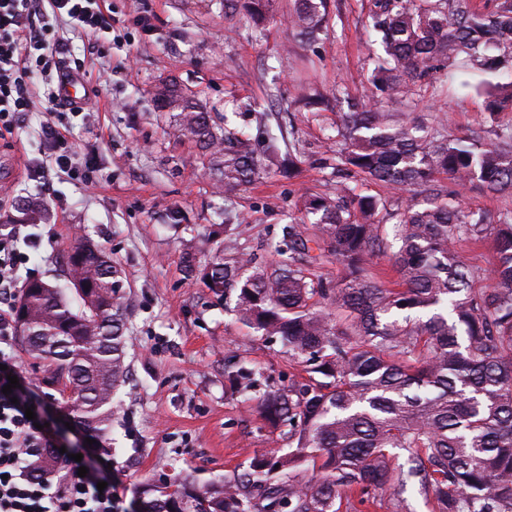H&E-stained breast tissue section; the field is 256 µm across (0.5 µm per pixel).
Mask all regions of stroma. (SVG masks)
Segmentation results:
<instances>
[{
	"instance_id": "35a3bbf8",
	"label": "stroma",
	"mask_w": 512,
	"mask_h": 512,
	"mask_svg": "<svg viewBox=\"0 0 512 512\" xmlns=\"http://www.w3.org/2000/svg\"><path fill=\"white\" fill-rule=\"evenodd\" d=\"M335 2L327 33L311 44L283 24L255 26L244 10L225 15L221 0H112V42L98 49L90 36L57 20L51 37L62 57L83 63L88 88L99 92L95 108L54 116L89 178L61 174L44 181L26 168L44 157L41 79L33 81L28 112L0 136V163L16 166L15 176L0 181V216L13 213L20 195L51 211L49 223L32 228L39 244L28 249L19 279L53 280L79 233L122 272L129 375L108 450L66 427L42 364L19 350L12 359L50 425L54 447L80 449L92 469L111 470L117 512H133L142 484L161 486L184 473L205 484L242 468L254 453L283 445L230 388L224 371L245 360L263 369L267 387L284 388L299 378V364L280 341L237 323L224 301L184 276L182 265L189 254L201 262L209 257L228 215L237 221L239 243L260 261H273L268 245L300 216L304 197L333 190L336 173L324 141L348 106L310 112L294 100L302 91L355 97L367 91L363 2ZM168 78L256 146L267 131L282 130L303 163L291 175L274 168L240 190H217L198 148L178 138L169 113L155 106L154 88ZM497 81L469 66L450 70L422 86L406 111L430 127L455 136L477 133L489 144L512 126V111L493 115L486 107L485 92ZM272 89L280 100L268 98Z\"/></svg>"
}]
</instances>
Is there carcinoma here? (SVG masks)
Segmentation results:
<instances>
[{"label": "carcinoma", "instance_id": "cac0c4a2", "mask_svg": "<svg viewBox=\"0 0 512 512\" xmlns=\"http://www.w3.org/2000/svg\"><path fill=\"white\" fill-rule=\"evenodd\" d=\"M331 0H294L288 23L308 41L330 20ZM251 20L275 19L274 0H245ZM364 27L382 53L371 54L372 91L342 114L327 136L336 171L408 193L390 225L385 207L347 180L333 194L305 202L318 238L344 274L332 283L311 272L305 217L271 245L276 261L259 265L219 242L205 264L184 273L217 298H234L236 320L276 339L306 377L255 397V410L288 448L255 454L240 472L200 486L145 484V512H350L389 497L407 512L406 492L433 496L435 512H512V216L473 210L461 189L512 192V127L484 146L474 138L428 131L405 112L382 109L414 96L428 78L464 61L488 72L512 70V0L483 12L474 0H371ZM492 112L512 109V81L488 92ZM155 100L173 114L178 136L196 144L214 184L227 191L252 183L277 160V138L258 153L250 137L216 123L176 81ZM24 223L48 220L46 206L20 199ZM495 242L488 269L466 264L455 242ZM78 237L65 254L63 278L27 281L15 310L22 349L70 389V409L103 436L128 375L123 280L102 249ZM390 253L400 276L386 288L367 272ZM486 280V288L474 287ZM260 370L228 373L252 392ZM406 453L394 462L395 451Z\"/></svg>", "mask_w": 512, "mask_h": 512}]
</instances>
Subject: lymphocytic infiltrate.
Listing matches in <instances>:
<instances>
[{"mask_svg":"<svg viewBox=\"0 0 512 512\" xmlns=\"http://www.w3.org/2000/svg\"><path fill=\"white\" fill-rule=\"evenodd\" d=\"M38 0H0V134L10 130L29 107L28 78L34 67H45L56 52L48 40L51 23L34 28ZM52 15L67 17L75 30L104 41L114 20L110 0H49ZM23 225L0 231V512H115L114 485L98 488L92 476H79L78 462L66 459L61 477L45 474L33 480L28 469L49 439L25 416L32 404L20 387L4 393V369L12 358L15 324L7 305L22 254L17 248Z\"/></svg>","mask_w":512,"mask_h":512,"instance_id":"obj_1","label":"lymphocytic infiltrate"}]
</instances>
